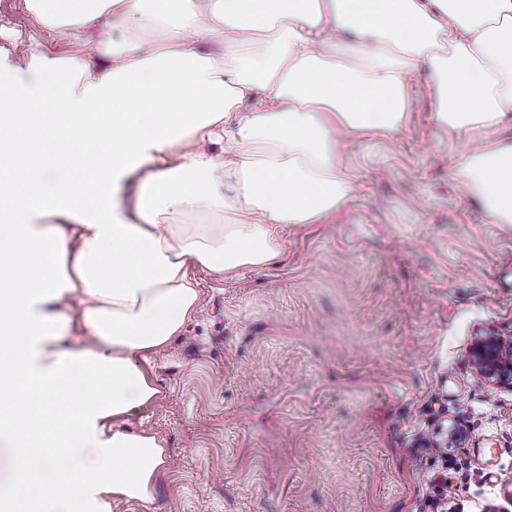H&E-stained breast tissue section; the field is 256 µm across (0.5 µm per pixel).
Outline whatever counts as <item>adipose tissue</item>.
<instances>
[{
  "label": "adipose tissue",
  "mask_w": 512,
  "mask_h": 512,
  "mask_svg": "<svg viewBox=\"0 0 512 512\" xmlns=\"http://www.w3.org/2000/svg\"><path fill=\"white\" fill-rule=\"evenodd\" d=\"M81 53L0 47V512L151 502L169 454L119 421L216 275L355 192L345 141L426 77L463 192L512 227V0H24ZM222 55L204 52L210 40ZM36 75L33 83L22 73ZM222 142L220 152L211 144Z\"/></svg>",
  "instance_id": "1"
}]
</instances>
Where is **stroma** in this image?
<instances>
[{
    "mask_svg": "<svg viewBox=\"0 0 512 512\" xmlns=\"http://www.w3.org/2000/svg\"><path fill=\"white\" fill-rule=\"evenodd\" d=\"M0 26L17 53L81 49L30 36L23 0H0ZM435 109L419 80L396 133L350 140L355 196L289 230L282 257L195 268L199 311L125 422L170 467L121 512H512V388L467 358L480 333L512 336V229L461 192L468 144ZM455 423L465 443L435 458L425 440Z\"/></svg>",
    "mask_w": 512,
    "mask_h": 512,
    "instance_id": "35a3bbf8",
    "label": "stroma"
}]
</instances>
